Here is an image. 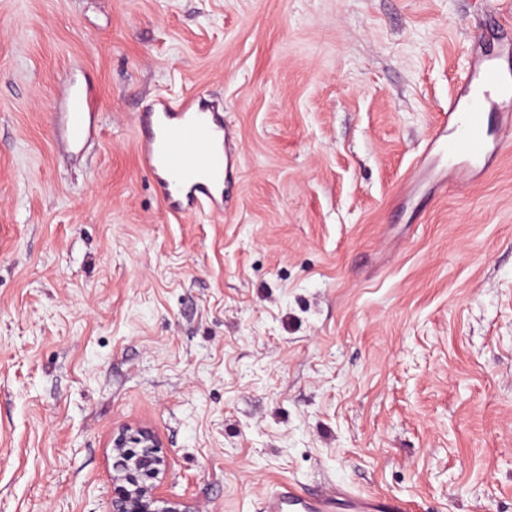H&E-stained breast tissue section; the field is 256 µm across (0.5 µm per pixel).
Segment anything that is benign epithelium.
<instances>
[{"label": "benign epithelium", "instance_id": "1", "mask_svg": "<svg viewBox=\"0 0 512 512\" xmlns=\"http://www.w3.org/2000/svg\"><path fill=\"white\" fill-rule=\"evenodd\" d=\"M112 512H192L164 491L167 455L149 428L112 437Z\"/></svg>", "mask_w": 512, "mask_h": 512}]
</instances>
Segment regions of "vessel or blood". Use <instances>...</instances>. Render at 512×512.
<instances>
[{"label":"vessel or blood","mask_w":512,"mask_h":512,"mask_svg":"<svg viewBox=\"0 0 512 512\" xmlns=\"http://www.w3.org/2000/svg\"><path fill=\"white\" fill-rule=\"evenodd\" d=\"M462 92L449 97L448 111L427 147H447L454 159L471 164L488 146L512 143V72L499 56L475 45ZM63 133L72 143L89 137L94 125L87 96L71 88L62 99ZM497 112L501 127L490 134L486 112ZM137 154L151 174L156 194L176 217L205 210L223 214L228 199L224 181L235 152L234 136L224 111L195 95L160 96L136 116ZM258 512H412L410 502L393 497L355 494L340 486L319 491L288 485L267 492Z\"/></svg>","instance_id":"b4317fda"}]
</instances>
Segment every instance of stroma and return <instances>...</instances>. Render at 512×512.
I'll return each mask as SVG.
<instances>
[{
    "instance_id": "35a3bbf8",
    "label": "stroma",
    "mask_w": 512,
    "mask_h": 512,
    "mask_svg": "<svg viewBox=\"0 0 512 512\" xmlns=\"http://www.w3.org/2000/svg\"><path fill=\"white\" fill-rule=\"evenodd\" d=\"M489 30L512 0H0V512H109L140 426L195 512L288 481L512 512V145L422 157ZM186 93L235 133L221 216L138 162ZM61 106L63 133L73 144H79L91 134L95 112L90 111L87 96L75 88L68 89Z\"/></svg>"
}]
</instances>
